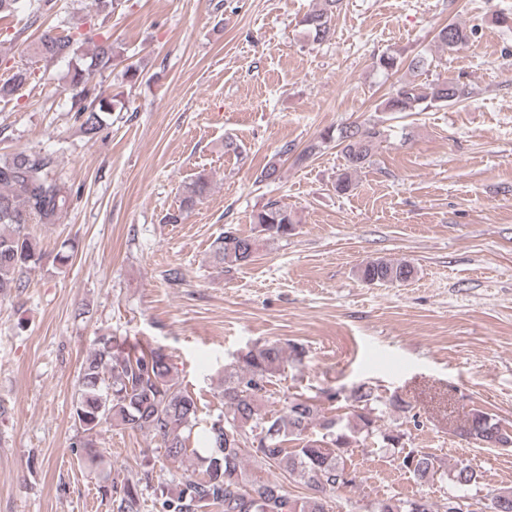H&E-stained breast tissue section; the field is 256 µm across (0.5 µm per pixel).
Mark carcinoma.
Segmentation results:
<instances>
[{"label":"carcinoma","instance_id":"cac0c4a2","mask_svg":"<svg viewBox=\"0 0 512 512\" xmlns=\"http://www.w3.org/2000/svg\"><path fill=\"white\" fill-rule=\"evenodd\" d=\"M96 16L86 28L71 35L45 34L35 54L53 60H74L67 77L75 90L72 99L75 119L81 132L92 139L107 124L120 103L118 96L96 91L91 78L112 67L121 48L102 32L103 22L121 7V0H94ZM343 0H322L321 8L303 20L307 36L314 42L328 40L332 19ZM472 31L450 23L439 29L437 40L448 51L467 45ZM79 43L93 44L89 58L79 55ZM376 67L386 74L402 69L424 72L428 59L415 55L406 59L397 53H383ZM27 81L19 71L0 84V100L11 98ZM468 84L459 80L435 79L416 82L399 79L379 108L381 112H422L430 107L450 106L469 98ZM384 135L379 124H350L333 134L325 131L296 157L308 160L336 141L344 159L337 175L335 190L340 195L353 188V176L366 168ZM54 159L49 154L16 150L0 157V299L16 294L23 287V274L40 267L46 253L26 233L29 224L54 225L62 222L73 202L72 186L51 176ZM209 189V180L199 175L186 187L178 209L163 216L165 224H179ZM255 232L244 234L230 227L210 246L212 263L219 267L239 266L252 260L263 243L286 239L299 223L296 212L287 204L268 200L252 217ZM358 275L372 285H393L410 281L415 268L405 261L377 257L359 267ZM282 348L263 345L248 351L224 367V414L209 423L205 453L190 447L191 431L198 419L197 398L175 378L169 357L151 344L121 348L116 338H103L83 361L77 395L71 415L77 434L71 447L88 466L101 462L97 441L106 425L133 431H145L157 441L158 455L146 457L143 476H105L99 486L101 496L112 505V512H142L144 490L150 485L156 464L180 463L194 457L199 475L187 476L178 491L159 485L153 490L154 512H330L334 493L355 484L356 471L347 461L358 438L382 442L387 448L404 452L400 468L419 482L445 481L454 488H472L479 484L476 470L464 460L443 469L437 458L416 450L403 451V435L377 424L379 399L362 385L351 391L353 418L347 422L322 415L318 396L294 394L282 400V409L264 411L262 402L273 398L274 378L285 370ZM459 434L487 448L512 445V435L492 415L472 409L465 414ZM296 441L298 446L288 447ZM270 467L288 473L294 482L306 485L312 495L302 500L291 495L277 480L245 471L250 452ZM388 507L372 512H450L448 498L431 502L426 498L384 499Z\"/></svg>","mask_w":512,"mask_h":512}]
</instances>
